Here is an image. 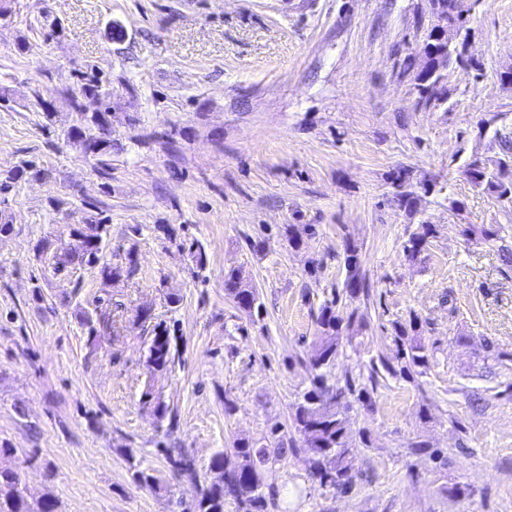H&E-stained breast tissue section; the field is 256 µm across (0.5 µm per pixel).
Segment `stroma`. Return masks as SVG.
I'll use <instances>...</instances> for the list:
<instances>
[{"instance_id":"1","label":"stroma","mask_w":512,"mask_h":512,"mask_svg":"<svg viewBox=\"0 0 512 512\" xmlns=\"http://www.w3.org/2000/svg\"><path fill=\"white\" fill-rule=\"evenodd\" d=\"M5 3L0 171H40L8 192L13 230L0 235V468L26 497L58 512H192L213 456L272 444L275 426L295 439L316 314L342 289L352 246L367 287L337 305L332 365L333 381L370 393L348 411L352 487H320L305 453L289 452L264 468L277 490L267 512H512V266L463 234L512 225V203L464 174L498 152L485 119L512 129L499 82L512 0H462L480 65H450L433 105L405 68L434 22L429 0ZM89 69L111 82L118 149L105 163L67 139L80 123L67 95ZM402 169L410 210L392 181ZM100 213L103 255L123 275L54 274L52 252ZM422 224L437 233L407 260ZM232 270L258 311L225 291ZM413 320L430 366L392 376L394 328ZM158 324L173 361L152 375ZM179 453L197 479L172 472ZM139 470L162 487L139 484Z\"/></svg>"}]
</instances>
